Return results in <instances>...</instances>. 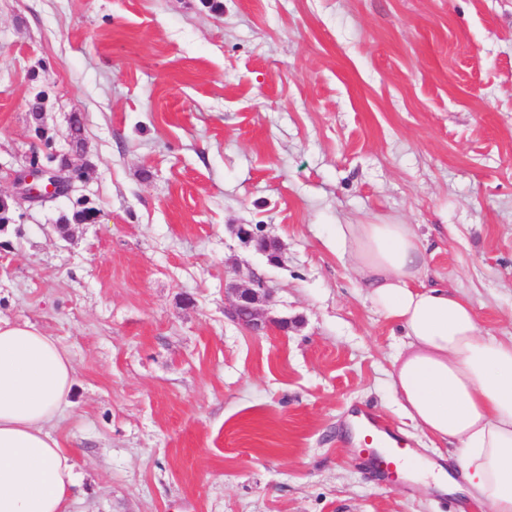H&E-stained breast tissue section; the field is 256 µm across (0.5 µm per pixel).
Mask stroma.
I'll return each mask as SVG.
<instances>
[{
    "mask_svg": "<svg viewBox=\"0 0 512 512\" xmlns=\"http://www.w3.org/2000/svg\"><path fill=\"white\" fill-rule=\"evenodd\" d=\"M50 150L83 178L0 230V315L75 365L70 512H480L362 454L368 412L461 475L329 240L417 225L430 279L512 335V0H0V196ZM253 273L288 330L229 318Z\"/></svg>",
    "mask_w": 512,
    "mask_h": 512,
    "instance_id": "35a3bbf8",
    "label": "stroma"
}]
</instances>
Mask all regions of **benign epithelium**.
<instances>
[{
    "mask_svg": "<svg viewBox=\"0 0 512 512\" xmlns=\"http://www.w3.org/2000/svg\"><path fill=\"white\" fill-rule=\"evenodd\" d=\"M81 175L78 168L68 164L55 166L34 155L29 165L15 177L16 197L31 204H41L69 194L74 178ZM224 293L233 297L228 309L230 317L254 333L265 330L273 323L278 326L288 324L286 319L275 321L264 316L261 306L271 303L272 298L268 285L256 274L249 276V284H232L224 289Z\"/></svg>",
    "mask_w": 512,
    "mask_h": 512,
    "instance_id": "1",
    "label": "benign epithelium"
}]
</instances>
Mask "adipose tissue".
<instances>
[{"mask_svg":"<svg viewBox=\"0 0 512 512\" xmlns=\"http://www.w3.org/2000/svg\"><path fill=\"white\" fill-rule=\"evenodd\" d=\"M331 244L404 336L388 376L405 416L457 452L461 479L431 469L427 477L487 512H512V336L484 334L467 298L429 282L416 225L382 216L340 224ZM74 383L54 336L0 317V512H70L79 475L53 428Z\"/></svg>","mask_w":512,"mask_h":512,"instance_id":"ef3b65f1","label":"adipose tissue"}]
</instances>
